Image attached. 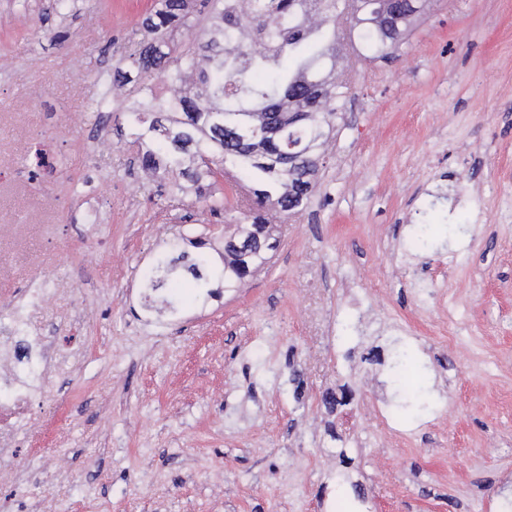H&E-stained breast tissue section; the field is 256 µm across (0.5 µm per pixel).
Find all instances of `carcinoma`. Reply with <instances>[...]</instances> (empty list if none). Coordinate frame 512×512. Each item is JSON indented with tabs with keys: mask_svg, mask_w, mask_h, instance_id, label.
<instances>
[{
	"mask_svg": "<svg viewBox=\"0 0 512 512\" xmlns=\"http://www.w3.org/2000/svg\"><path fill=\"white\" fill-rule=\"evenodd\" d=\"M243 2L237 10L224 8V0H163L164 9L147 22L152 41L124 59L139 84L125 112L132 119L130 144L141 168L164 180L170 197L192 195L211 214L224 210V196L211 179L233 173L243 182L240 194L252 221L224 235L221 264L201 251L202 238L182 234L170 254L143 272L148 287L159 292L178 285L183 273L203 302L216 286L240 287L276 249L275 229L261 209L270 205L287 216L309 200L336 112L349 91L336 76L340 40L353 41L363 60L388 58L423 9L422 0H413L415 9L393 40L383 32L385 18L374 13L375 4L352 15L345 33L336 24L342 0ZM174 25L197 35L175 39ZM157 80L179 89V95L157 96ZM242 123L286 128L313 166L283 169L277 159L284 149L280 140L224 133V127ZM185 240L198 252L179 249Z\"/></svg>",
	"mask_w": 512,
	"mask_h": 512,
	"instance_id": "carcinoma-1",
	"label": "carcinoma"
}]
</instances>
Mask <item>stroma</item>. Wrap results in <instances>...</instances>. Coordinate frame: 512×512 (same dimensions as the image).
Instances as JSON below:
<instances>
[{"label": "stroma", "mask_w": 512, "mask_h": 512, "mask_svg": "<svg viewBox=\"0 0 512 512\" xmlns=\"http://www.w3.org/2000/svg\"><path fill=\"white\" fill-rule=\"evenodd\" d=\"M160 7L0 0V314L54 289L29 320L70 360L0 457V512H503L512 0H428L387 60L344 47L310 200L268 211L263 270L217 301L176 289L171 316L146 308L143 270L183 219L219 249L246 218L228 178L217 216L144 188L135 80L93 108ZM402 344L431 412L396 408Z\"/></svg>", "instance_id": "35a3bbf8"}]
</instances>
